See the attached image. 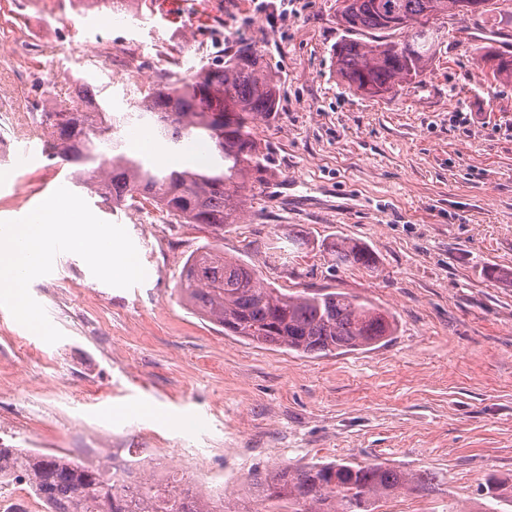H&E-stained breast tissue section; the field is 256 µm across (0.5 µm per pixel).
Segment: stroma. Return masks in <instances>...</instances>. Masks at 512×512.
I'll use <instances>...</instances> for the list:
<instances>
[{"mask_svg":"<svg viewBox=\"0 0 512 512\" xmlns=\"http://www.w3.org/2000/svg\"><path fill=\"white\" fill-rule=\"evenodd\" d=\"M75 2L0 0V114L14 115L0 220L74 187L127 230L147 277L112 287L78 255L58 254L30 284L64 334L52 345L0 307V444L36 435L46 452L78 459L90 444L135 440L243 476L308 462L434 475L377 512H465L492 476L512 495V79L478 51L512 48V19H440L422 82L368 98L336 73V0H147L134 16L108 0ZM217 35L255 44L279 78V109L254 131L266 179L223 238L106 204L43 154L36 102L72 103L89 83L131 150L125 115L139 85L113 58L181 78L210 63ZM341 241L367 245L377 270L330 268ZM206 245L281 291L367 300L396 333L319 357L225 335L178 292L187 258Z\"/></svg>","mask_w":512,"mask_h":512,"instance_id":"1","label":"stroma"}]
</instances>
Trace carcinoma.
Returning a JSON list of instances; mask_svg holds the SVG:
<instances>
[{"label":"carcinoma","mask_w":512,"mask_h":512,"mask_svg":"<svg viewBox=\"0 0 512 512\" xmlns=\"http://www.w3.org/2000/svg\"><path fill=\"white\" fill-rule=\"evenodd\" d=\"M465 0H341L336 21L345 32L336 46V73L348 88L373 97L419 83L436 52L435 21L465 11ZM484 58L493 74L512 77V56L489 45ZM81 105L43 113V153L77 167L74 183L105 203L144 201L169 224H200L216 236L238 223L245 192L265 169L253 124L278 111V80L251 43L240 42L190 77L161 76L147 84L135 107L153 120L167 143H206L216 164L205 169H156L117 149L120 120L99 108L89 87ZM375 267L371 251L355 242L336 248L337 264ZM180 292L201 317L224 334L256 345L305 355L366 349L396 332L392 316L368 301L342 293L295 294L264 284L238 257L207 249L184 265ZM19 466L32 491L54 512H250L232 508L222 495L204 499L185 482L161 488L145 465L132 482L120 483L102 467L69 456H42L0 445V478ZM433 477L381 464L306 463L256 469L248 491L276 501L286 512H375L377 502L400 488L425 487ZM482 512L499 508L502 492L491 479L482 488Z\"/></svg>","instance_id":"1"}]
</instances>
